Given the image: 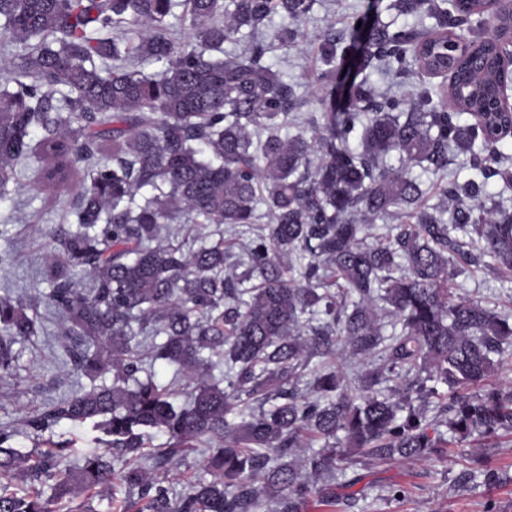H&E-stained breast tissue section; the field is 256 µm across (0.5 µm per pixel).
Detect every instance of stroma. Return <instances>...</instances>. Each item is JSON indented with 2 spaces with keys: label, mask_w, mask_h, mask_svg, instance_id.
<instances>
[{
  "label": "stroma",
  "mask_w": 512,
  "mask_h": 512,
  "mask_svg": "<svg viewBox=\"0 0 512 512\" xmlns=\"http://www.w3.org/2000/svg\"><path fill=\"white\" fill-rule=\"evenodd\" d=\"M389 2L317 0L313 11L299 24L300 39L293 48L279 46L271 31L260 34V41L267 47L266 62L297 81L307 99L297 113V127H306L312 114L329 109L326 87L321 80L324 66L318 54L322 37L348 29L356 17L364 14H376L385 21L392 19L400 26L412 24V17H393L387 9ZM35 183V176H26L20 188L0 198V249L12 250L15 255L13 267L0 272V290L8 287L21 292L36 288L35 272L43 253L39 227L74 221L67 207L35 191ZM456 288L459 295L477 296L512 312V287L504 286L494 271L466 269L457 277ZM37 317L43 329L31 341L21 344L16 378L0 381V425L19 424L26 414L43 408L77 385L76 378L62 368L63 352L55 340L58 315L41 304L37 307ZM465 469L458 448L449 449L444 463L362 460L357 471L363 477L364 494L349 512H368L376 495L392 483L410 486L412 495L405 502L383 505V512H482L480 494L470 491L462 479Z\"/></svg>",
  "instance_id": "1"
}]
</instances>
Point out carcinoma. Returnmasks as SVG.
Here are the masks:
<instances>
[{"label": "carcinoma", "instance_id": "carcinoma-1", "mask_svg": "<svg viewBox=\"0 0 512 512\" xmlns=\"http://www.w3.org/2000/svg\"><path fill=\"white\" fill-rule=\"evenodd\" d=\"M185 2L191 34L179 42L176 0H0L13 52L0 57V197L28 161L51 196L89 179L71 203L75 223L44 231L46 291L0 295V379L38 335L32 311L46 302L63 320L68 372L89 384L25 426L40 436L91 422L107 436L73 469L70 442L24 453L0 426V512H55L75 492L95 512L115 481L127 493L121 512H300L313 496L351 508L356 498H336L332 478L360 457L442 460L454 445L512 438V385L487 384L512 358V313L454 288L468 266L512 274V212L473 179L442 183L439 202L424 204L413 175L465 155L483 178L512 184L494 132L512 114L463 98L475 67L453 31L476 8L495 36L512 29V13L395 0L418 25L364 17L326 35L331 100L338 50L352 48L358 73L409 57L422 74H448L456 107L425 84L402 108L352 82L344 111L312 117L309 137L283 132L306 100L254 36L277 13L278 41L297 45L296 22L316 0ZM144 62L162 69L148 76ZM462 112L473 122L459 123ZM262 206L269 222L234 263L227 240L200 234L186 250L168 238L184 219L255 224ZM391 213L401 222L368 241ZM385 318L400 330L384 335ZM346 353L361 365L354 377L332 362ZM214 356L234 375L215 377ZM149 360L175 366V378L157 382ZM314 360L323 369L303 393ZM151 435L166 442L148 469L134 459ZM194 448L208 451L205 475L178 493L167 465ZM27 476L52 482L53 497L1 483ZM464 476L475 489L502 483L486 455L471 456Z\"/></svg>", "mask_w": 512, "mask_h": 512}]
</instances>
